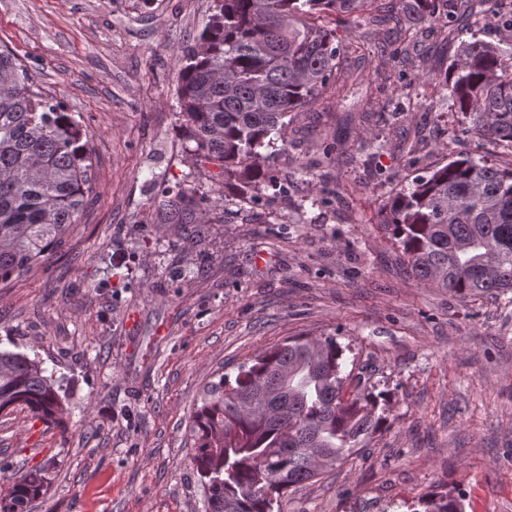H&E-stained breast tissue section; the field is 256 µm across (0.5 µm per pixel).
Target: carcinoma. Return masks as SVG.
<instances>
[{"label":"carcinoma","mask_w":512,"mask_h":512,"mask_svg":"<svg viewBox=\"0 0 512 512\" xmlns=\"http://www.w3.org/2000/svg\"><path fill=\"white\" fill-rule=\"evenodd\" d=\"M354 18L361 41L341 46L322 16ZM447 20L460 39L445 71L423 73L452 101L481 143L512 151V55L479 37L478 23L512 36V0H213L202 31L179 57L180 129L194 173L244 193L283 184L272 172L287 118L359 77L374 49L389 82L418 35ZM356 56L344 65L342 57ZM87 133L53 95L38 88L8 50L0 51V283L27 274L59 248L93 190ZM217 172H212V169ZM208 196L178 183L161 192L168 224L209 222ZM382 224L414 279L463 297L512 292V162L452 159L396 189ZM343 349L332 334L289 336L217 374L189 418L191 464L205 512H274L288 492L361 451L385 422L382 394L357 387L344 399ZM63 387L41 361L0 351V413L26 407L64 424ZM42 469L23 475L0 512H29L45 491ZM413 512H464L451 492L422 496Z\"/></svg>","instance_id":"obj_1"}]
</instances>
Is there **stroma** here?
Masks as SVG:
<instances>
[{"label": "stroma", "instance_id": "35a3bbf8", "mask_svg": "<svg viewBox=\"0 0 512 512\" xmlns=\"http://www.w3.org/2000/svg\"><path fill=\"white\" fill-rule=\"evenodd\" d=\"M212 0H0V48L89 134L94 189L63 245L0 284V350L35 355L68 393L64 426L0 414V498L28 469L31 512H205L189 415L216 373L298 334H334L343 372L383 392L359 453L289 490L280 512H409L444 489L465 512H512V292L417 282L380 224L398 186L450 158L505 165L419 66L377 81L376 54L335 106L294 113L275 164L288 192L219 191L206 224L155 202L192 170L181 139V47ZM374 100V111L364 109ZM375 138L377 147L362 143ZM334 146L308 184L301 163Z\"/></svg>", "mask_w": 512, "mask_h": 512}]
</instances>
